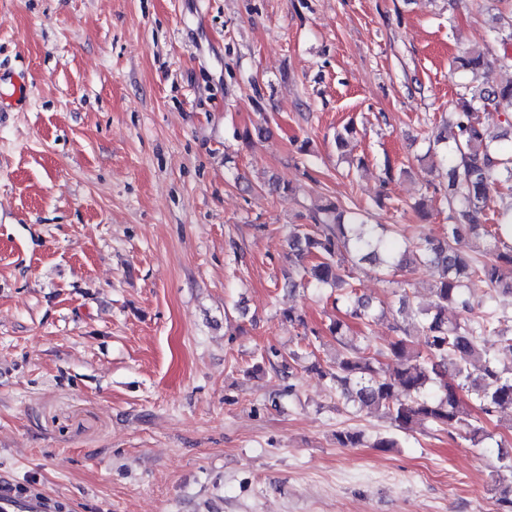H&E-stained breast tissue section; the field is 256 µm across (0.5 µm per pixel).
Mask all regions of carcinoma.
<instances>
[{
  "label": "carcinoma",
  "mask_w": 512,
  "mask_h": 512,
  "mask_svg": "<svg viewBox=\"0 0 512 512\" xmlns=\"http://www.w3.org/2000/svg\"><path fill=\"white\" fill-rule=\"evenodd\" d=\"M505 2L478 4L481 10L495 11L492 40L464 51L453 72L483 66L512 70V9L499 8ZM508 112L512 83L459 84L456 111L427 150L432 162L448 168L443 195L448 230L442 237L413 240L394 226L367 224L356 217L346 221L344 209L332 202L323 207L325 220L299 224L289 232L296 258V276L286 283L291 290L344 284L354 266L365 260L383 264L388 273L410 265L430 272L432 301L426 307L412 309L405 284L397 283L402 290L398 313L418 319L424 350L414 349L406 333L396 337L385 352L395 364L388 372L376 366L378 359L368 346L348 335V323L338 317L328 326L338 345L336 357L326 368L316 360L309 369L328 378L357 410L380 413L402 430L418 423L459 429L473 448L484 447L490 437L484 420L512 407V366H500L484 347L485 337L496 336L500 350L512 354V333L495 326L493 312L474 313L477 286L490 299L496 293L512 295V244L506 242L512 238V205L496 212L495 223H485L491 193L502 187L512 191V137L492 130L494 118ZM475 250L480 253L476 259L470 256ZM336 302L346 316L364 325L376 318L372 301L351 291ZM450 305L458 312L454 322L448 321ZM266 361L274 373L291 375L298 356L281 358L275 351ZM336 443L355 448L362 444V435L341 430ZM499 460L494 481L498 512H512V459Z\"/></svg>",
  "instance_id": "obj_1"
}]
</instances>
